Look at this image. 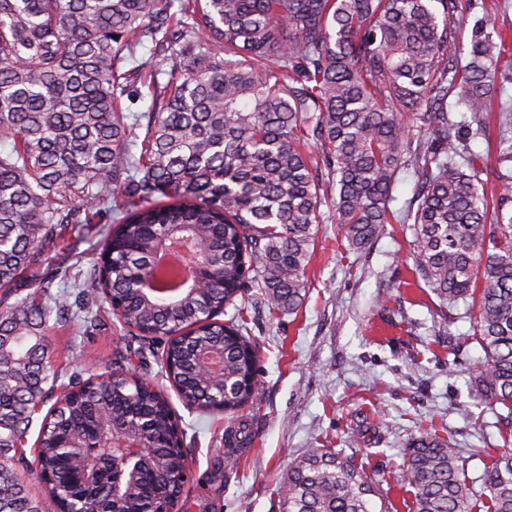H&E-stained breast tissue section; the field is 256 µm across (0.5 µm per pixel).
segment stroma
Instances as JSON below:
<instances>
[{
	"label": "stroma",
	"instance_id": "stroma-1",
	"mask_svg": "<svg viewBox=\"0 0 512 512\" xmlns=\"http://www.w3.org/2000/svg\"><path fill=\"white\" fill-rule=\"evenodd\" d=\"M456 27L460 64H467L475 19L492 15L497 30L512 31V5L503 0H459ZM112 228L109 217L82 227L50 254V267L89 279ZM410 225L393 223L372 245L351 250L334 218H326L306 268L309 292L298 313L270 311L253 289L245 315L258 345L262 372L258 399L235 415L187 406L167 380L158 355L135 362L136 373L168 398L186 435L192 462L183 495L188 512H281L279 487L289 470L316 448L355 457L383 484L398 512L412 495L395 479L405 447L432 432L461 451L475 481L499 451L512 448V424L503 408L480 400L470 370L482 358L471 337L466 305L443 312L414 277ZM100 321L91 332L50 330V358L63 376L101 374L116 351L140 340L97 301ZM246 443L229 445L240 426Z\"/></svg>",
	"mask_w": 512,
	"mask_h": 512
}]
</instances>
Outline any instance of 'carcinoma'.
Segmentation results:
<instances>
[{"label":"carcinoma","instance_id":"1","mask_svg":"<svg viewBox=\"0 0 512 512\" xmlns=\"http://www.w3.org/2000/svg\"><path fill=\"white\" fill-rule=\"evenodd\" d=\"M457 23L456 0H0V288L102 211L113 223L74 302L50 294V276L38 284L47 301L20 298L0 313V458L23 448L37 404L66 400L40 424L50 476L42 496L0 464V512H106L112 469L83 485L68 448L101 417L158 444V464L128 489L126 512L180 501L188 450L162 391L127 368L142 350L117 352L107 375L70 376L57 395L46 333L96 327L101 298L122 308L115 315L149 350L162 348L186 404L242 410L257 399L261 366L239 311L253 288L273 309H299L327 204L352 250L397 219L413 224L415 276L447 309L471 301L484 352L473 383L512 419V169L502 171L512 164L511 102L498 115V168L477 166L471 151L489 131L487 98L512 85V45L485 18L460 70ZM140 47L148 56L137 57ZM165 52L190 61L162 84L154 61ZM133 73L150 90V112L122 108L135 100ZM454 93L470 119L451 118ZM403 169L417 192L398 217L390 203ZM161 197L175 202L151 204ZM175 247L194 262L207 250L201 293L163 280ZM147 262L155 293L138 287ZM230 306L229 320L212 316ZM203 347L224 352V383L199 378ZM460 458L447 438L411 440L397 483L413 489L412 512H472ZM483 497L487 512H512L511 448L485 470ZM281 506L395 512L352 457L321 448L290 470Z\"/></svg>","mask_w":512,"mask_h":512}]
</instances>
